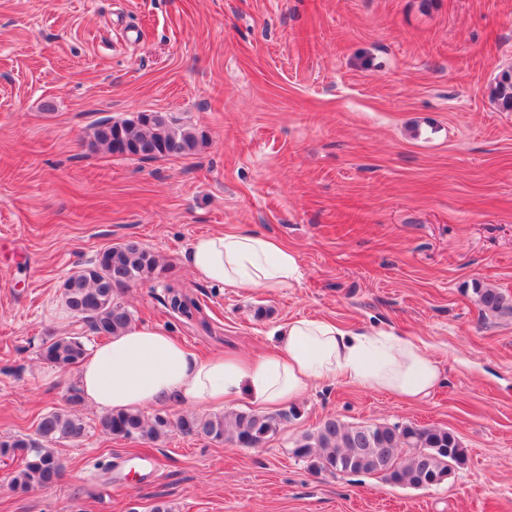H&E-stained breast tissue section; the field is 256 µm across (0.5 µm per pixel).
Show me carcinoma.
<instances>
[{
  "label": "carcinoma",
  "mask_w": 512,
  "mask_h": 512,
  "mask_svg": "<svg viewBox=\"0 0 512 512\" xmlns=\"http://www.w3.org/2000/svg\"><path fill=\"white\" fill-rule=\"evenodd\" d=\"M492 99L512 111V70L502 71L490 89ZM203 136L179 124L165 112H141L133 119H104L93 128L90 146L112 154L141 158L182 157L195 153ZM162 272L157 257L139 241L128 239L99 253L95 263L70 275L63 284L66 308L98 336H114L128 327L134 314L123 298L125 290ZM484 309L512 313V300L494 288L476 286ZM86 347L79 336H52L43 341L41 358L59 369L80 363ZM283 415L234 413L200 416L191 412L171 418H150L139 410L109 412L101 430L112 437L156 441L172 430L215 442H234L250 448L273 436ZM86 435L84 421L74 413L51 410L43 414L32 436L0 441V458H18L12 474L13 490L54 488L62 465L49 444L78 442ZM290 454L314 472L375 475L394 485L428 488L446 482L467 461L458 437L443 428L416 424L349 426L326 418L312 432L297 438Z\"/></svg>",
  "instance_id": "cac0c4a2"
}]
</instances>
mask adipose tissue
Here are the masks:
<instances>
[{
    "label": "adipose tissue",
    "instance_id": "obj_1",
    "mask_svg": "<svg viewBox=\"0 0 512 512\" xmlns=\"http://www.w3.org/2000/svg\"><path fill=\"white\" fill-rule=\"evenodd\" d=\"M187 263L198 279L223 288L274 292L301 277L297 254L262 232L198 236ZM277 333L268 356L202 359L165 328L134 323L93 347L80 366L79 385L84 398L105 411L169 400L221 408L240 399L265 411L336 378L406 402L422 399L442 379L426 342L386 329L298 317Z\"/></svg>",
    "mask_w": 512,
    "mask_h": 512
}]
</instances>
